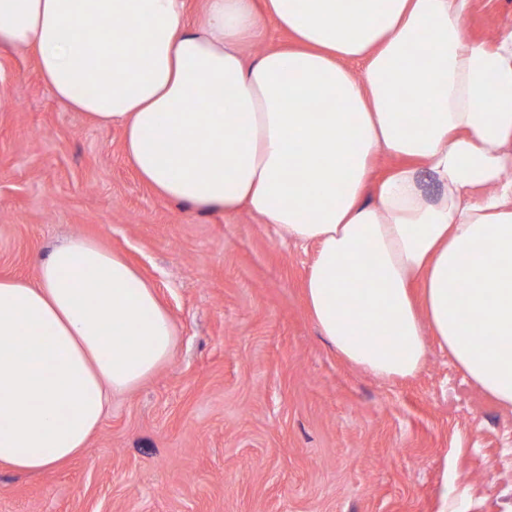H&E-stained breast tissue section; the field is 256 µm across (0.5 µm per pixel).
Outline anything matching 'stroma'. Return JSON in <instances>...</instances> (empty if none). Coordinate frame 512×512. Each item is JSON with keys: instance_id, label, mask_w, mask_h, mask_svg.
Returning <instances> with one entry per match:
<instances>
[{"instance_id": "35a3bbf8", "label": "stroma", "mask_w": 512, "mask_h": 512, "mask_svg": "<svg viewBox=\"0 0 512 512\" xmlns=\"http://www.w3.org/2000/svg\"><path fill=\"white\" fill-rule=\"evenodd\" d=\"M512 28L479 0L468 35ZM74 235L127 256L177 329L171 361L113 397L68 465L0 467V512H512V410L428 343L415 377L341 360L311 320L314 252L242 209L156 195L103 128L59 101L34 54L0 47V278Z\"/></svg>"}]
</instances>
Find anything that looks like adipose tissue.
Segmentation results:
<instances>
[{
    "label": "adipose tissue",
    "mask_w": 512,
    "mask_h": 512,
    "mask_svg": "<svg viewBox=\"0 0 512 512\" xmlns=\"http://www.w3.org/2000/svg\"><path fill=\"white\" fill-rule=\"evenodd\" d=\"M477 3L205 0L194 25L188 0H0V46L120 128L159 195L313 246L306 306L343 360L411 378L432 340L512 408V30L469 38ZM268 22L287 43L246 59ZM175 343L153 286L97 240L54 248L35 283L0 278V466L78 455Z\"/></svg>",
    "instance_id": "obj_1"
}]
</instances>
